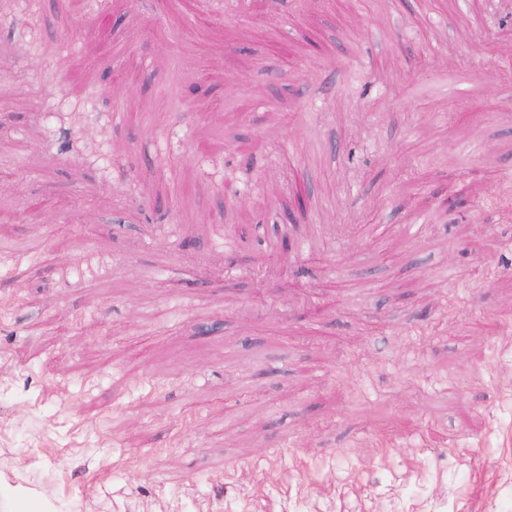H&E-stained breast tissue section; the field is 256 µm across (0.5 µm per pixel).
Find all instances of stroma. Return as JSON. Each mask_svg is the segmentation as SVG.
<instances>
[{
  "mask_svg": "<svg viewBox=\"0 0 512 512\" xmlns=\"http://www.w3.org/2000/svg\"><path fill=\"white\" fill-rule=\"evenodd\" d=\"M0 512H512V0H0ZM290 220L285 219L286 224H277L268 226V224L257 226L258 231H261L264 235L265 243L268 247H274L277 244V237L282 234H287L288 238L294 239L297 246V255L299 257L302 248L308 249V238L311 233L314 232L312 227L307 229V232L304 234L302 231V225H310V224H288ZM292 239V240H293Z\"/></svg>",
  "mask_w": 512,
  "mask_h": 512,
  "instance_id": "obj_1",
  "label": "stroma"
}]
</instances>
